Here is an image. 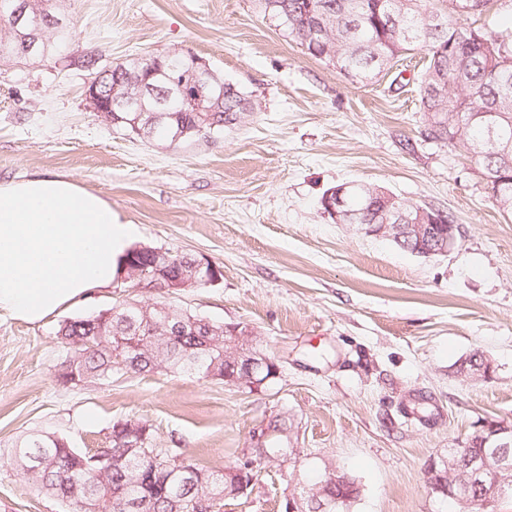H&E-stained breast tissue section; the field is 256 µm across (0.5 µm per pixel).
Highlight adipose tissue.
<instances>
[{"instance_id":"obj_1","label":"adipose tissue","mask_w":512,"mask_h":512,"mask_svg":"<svg viewBox=\"0 0 512 512\" xmlns=\"http://www.w3.org/2000/svg\"><path fill=\"white\" fill-rule=\"evenodd\" d=\"M131 234L103 197L70 179L0 183V316L37 323L111 286Z\"/></svg>"}]
</instances>
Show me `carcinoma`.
Instances as JSON below:
<instances>
[{"label":"carcinoma","mask_w":512,"mask_h":512,"mask_svg":"<svg viewBox=\"0 0 512 512\" xmlns=\"http://www.w3.org/2000/svg\"><path fill=\"white\" fill-rule=\"evenodd\" d=\"M264 12L281 22L305 53L319 59L330 51L338 58L339 71L356 83H368L388 66L415 50H424L428 64L419 86L420 108L425 117V137L450 148L463 147L475 158L481 174L501 180L491 185L506 203L503 212L512 215V35L486 27L450 24L445 15L427 6V0H259ZM40 21L47 24L48 37L30 49L13 33L11 15L0 11V61L44 57L67 49L73 42L70 24L44 0ZM140 63L117 64L97 73L100 91L115 85L125 90L144 81ZM174 85L145 90L141 101L126 102L118 115L132 120L137 112L155 111ZM249 110L245 94L234 84L224 83V98L213 112H161L145 131L146 138L174 140L178 128L201 126L207 133L220 132ZM384 189L359 184L345 197V208L370 224L378 211ZM183 322L184 335L172 338L165 328L150 324ZM68 346L57 368L62 384L108 379L119 370L118 362L131 371L165 369L173 373L206 378L215 369L224 379V324L203 321L183 309L165 304L125 301L104 322L93 317L65 321L59 330ZM140 337L144 349L129 353L119 340ZM290 418L283 412L270 421L269 447L284 448ZM128 433L112 425L109 446L95 449L112 462L92 469L88 451L72 448L63 439L30 435L14 448V462L28 481L63 501L68 512H224V490L230 471L238 464L212 470L190 460L183 472L165 484L152 478L153 469L174 463V456L128 448ZM311 496L304 512H314L318 502L331 504L330 512H346L360 495L355 479L310 484Z\"/></svg>","instance_id":"cac0c4a2"}]
</instances>
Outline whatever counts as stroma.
<instances>
[{
    "label": "stroma",
    "instance_id": "1",
    "mask_svg": "<svg viewBox=\"0 0 512 512\" xmlns=\"http://www.w3.org/2000/svg\"><path fill=\"white\" fill-rule=\"evenodd\" d=\"M56 7L75 25L69 50L0 62V182L69 178L133 225L134 244L206 259L222 280L172 295L122 281L37 324L0 317V512L65 510L14 463L19 437L102 448L126 419L148 425L157 451L206 468L252 461L253 485L224 512H281L291 484L320 480L329 463L360 487L349 512H469L432 493L424 469L487 422L512 425V218L465 149L425 138L423 53L362 86L305 54L258 0ZM166 51L206 60L251 112L172 144L93 110L95 70ZM348 181L448 214L455 245L426 258L367 225L336 223L322 196ZM126 300L250 327L279 373L255 390L163 370L57 382L61 324ZM476 353L490 372L461 377ZM282 412L296 459L285 467L250 445Z\"/></svg>",
    "mask_w": 512,
    "mask_h": 512
}]
</instances>
